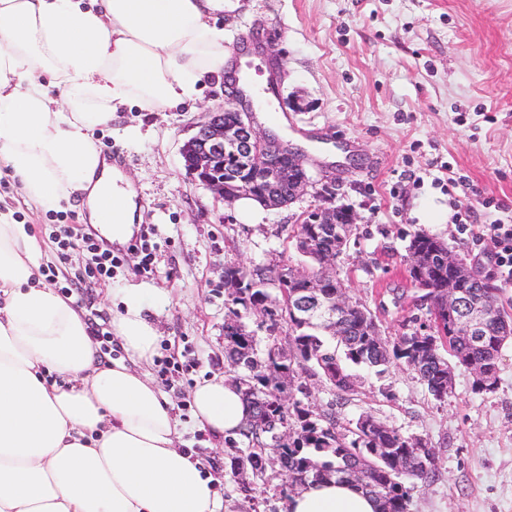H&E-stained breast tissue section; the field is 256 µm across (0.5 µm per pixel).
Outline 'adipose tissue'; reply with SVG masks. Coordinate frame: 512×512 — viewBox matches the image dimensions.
Returning <instances> with one entry per match:
<instances>
[{"label": "adipose tissue", "instance_id": "ef3b65f1", "mask_svg": "<svg viewBox=\"0 0 512 512\" xmlns=\"http://www.w3.org/2000/svg\"><path fill=\"white\" fill-rule=\"evenodd\" d=\"M226 2L0 0V161L25 197L54 208L81 195L91 223L125 242L135 193L94 132L132 103L193 100L205 75L224 72ZM45 75L62 100L48 96ZM43 262L30 225L0 211V512H224L145 370L158 335L144 290L113 292L125 355L107 358L82 312L45 282ZM190 398L218 440L251 414L221 377ZM286 512H380V503L334 478L291 493Z\"/></svg>", "mask_w": 512, "mask_h": 512}]
</instances>
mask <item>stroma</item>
<instances>
[{
	"instance_id": "35a3bbf8",
	"label": "stroma",
	"mask_w": 512,
	"mask_h": 512,
	"mask_svg": "<svg viewBox=\"0 0 512 512\" xmlns=\"http://www.w3.org/2000/svg\"><path fill=\"white\" fill-rule=\"evenodd\" d=\"M218 23L228 46L248 31L273 51L245 63L274 80V91L251 98L255 123L269 128V113H278L289 141L302 142L316 181L332 169L329 151L349 154L351 166L332 170L338 203L358 221L336 272L349 297L377 316L384 338L427 323L406 268L415 232L444 240L499 280L487 226L512 215V0H234ZM223 104L224 82L212 76L193 103L153 112L128 106L95 133L134 183L141 226L157 245L152 272L128 252L110 282L75 281L84 254L77 248L60 260L53 233L81 226L79 199L48 211L28 207L1 163L0 208L35 226L57 274L54 288H71L80 310L104 329L112 327L114 289H146L159 336L148 372L158 379L162 361L181 365L160 389L185 447L218 479L225 512H284L274 483L248 469L231 472L232 447L197 425L190 400L196 382L234 374L224 353L225 267L300 264L291 236L313 202L307 195L246 224L186 173L183 143ZM130 127L141 138L126 137ZM360 377L348 402L323 379L307 378V402L343 425L369 412L428 442L438 476L414 490L410 512H512V344L501 351L491 392L473 391L463 367L441 402L401 362Z\"/></svg>"
}]
</instances>
